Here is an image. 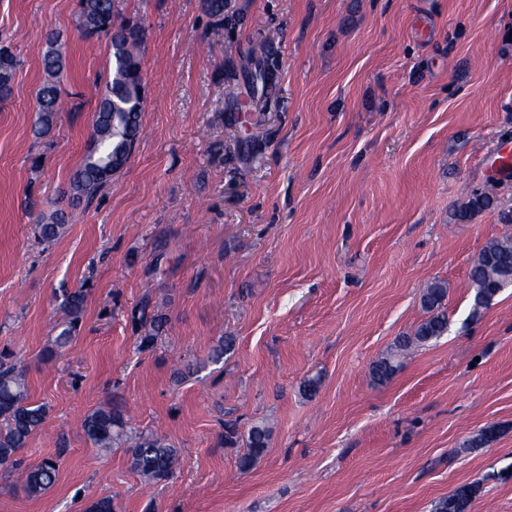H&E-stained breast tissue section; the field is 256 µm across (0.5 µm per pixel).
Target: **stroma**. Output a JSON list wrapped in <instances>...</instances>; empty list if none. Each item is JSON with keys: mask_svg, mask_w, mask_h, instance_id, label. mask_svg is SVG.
I'll list each match as a JSON object with an SVG mask.
<instances>
[{"mask_svg": "<svg viewBox=\"0 0 512 512\" xmlns=\"http://www.w3.org/2000/svg\"><path fill=\"white\" fill-rule=\"evenodd\" d=\"M78 0H0V41L20 65L0 102V349L47 417L25 463H58L31 497L0 477V512H434L456 487L471 512H512V288L470 316V268L512 236V0H113L143 32L138 145L59 239L112 76L108 39L76 29ZM69 56L64 110L34 132L42 55ZM490 207L459 218L477 195ZM448 285V331L387 382L369 370ZM86 295L65 351V295ZM166 327L150 347L141 325ZM224 336L223 366L185 374ZM320 377L315 397L305 379ZM103 406L129 437L179 450L148 481L127 442L81 429ZM236 422L235 445L224 425ZM273 430L240 472L244 433ZM494 425L489 446L466 439ZM38 226V236L44 242L57 240L65 232L68 216L61 210H55L43 216Z\"/></svg>", "mask_w": 512, "mask_h": 512, "instance_id": "stroma-1", "label": "stroma"}]
</instances>
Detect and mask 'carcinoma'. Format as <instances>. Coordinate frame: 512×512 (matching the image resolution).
<instances>
[{"label":"carcinoma","mask_w":512,"mask_h":512,"mask_svg":"<svg viewBox=\"0 0 512 512\" xmlns=\"http://www.w3.org/2000/svg\"><path fill=\"white\" fill-rule=\"evenodd\" d=\"M77 30L85 38L104 34L109 38L112 57V79L107 81L93 117V149L85 156L71 182L72 205L92 201L109 185L130 156L140 134L143 112L142 66L140 49L143 32L137 25H115L112 18V0H79ZM47 79L36 94L42 131H48L60 110L59 86L67 69V55L60 35L51 33L43 54ZM20 61L10 46L0 44V94L8 95ZM68 216L55 210L42 217L38 236L44 242L57 240L65 232ZM469 279L474 290L470 316L476 318L490 306L489 298L499 287L512 285V239L488 242L473 262ZM448 286L440 281L431 283L422 293L421 302L428 316L415 328L413 335L399 338L389 354L375 361L370 375L377 383L389 380L401 366V358L416 347L439 338L448 331L445 301ZM85 296L80 291L70 293L63 304L67 320L53 343L66 347L78 332ZM235 338L226 336L211 347L209 361L218 364L233 351ZM47 407L30 401L26 376L12 355L0 351V470L11 474L19 472L27 494L36 496L56 481L58 465L53 459L44 460L30 469L20 456L27 447L29 437L44 422ZM126 423L121 412L99 408L87 415L81 427L87 438L102 451L111 450L127 437ZM499 430L487 427L468 439L463 447L483 448L493 442ZM272 428L266 423L250 426L246 445L247 454L241 457L239 468L250 469L266 452ZM178 461V450L162 437L136 438L131 446V466L146 480H160L173 473ZM479 493L475 484L457 487L441 500L435 512H470L472 502Z\"/></svg>","instance_id":"1"}]
</instances>
